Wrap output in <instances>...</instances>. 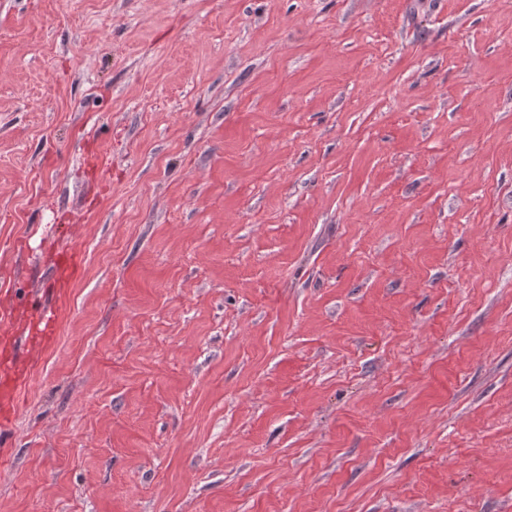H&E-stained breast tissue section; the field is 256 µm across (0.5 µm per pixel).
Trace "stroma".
<instances>
[{
  "label": "stroma",
  "instance_id": "stroma-1",
  "mask_svg": "<svg viewBox=\"0 0 512 512\" xmlns=\"http://www.w3.org/2000/svg\"><path fill=\"white\" fill-rule=\"evenodd\" d=\"M34 304L0 512H512V0H0Z\"/></svg>",
  "mask_w": 512,
  "mask_h": 512
}]
</instances>
